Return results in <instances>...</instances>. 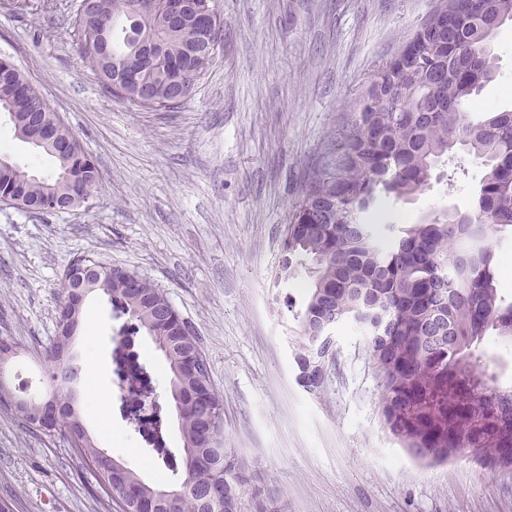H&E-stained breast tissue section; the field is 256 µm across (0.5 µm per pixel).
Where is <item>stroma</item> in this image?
<instances>
[{
    "instance_id": "35a3bbf8",
    "label": "stroma",
    "mask_w": 512,
    "mask_h": 512,
    "mask_svg": "<svg viewBox=\"0 0 512 512\" xmlns=\"http://www.w3.org/2000/svg\"><path fill=\"white\" fill-rule=\"evenodd\" d=\"M77 0H0L8 56L95 159L97 196L61 213L0 204V337L24 352L17 384L53 390L43 356L58 335L61 282L77 257L119 264L163 290L187 321L224 401L226 445L281 487L288 512H512V466L472 453L415 462L383 423L368 336L335 332L319 393L296 381L287 307L266 293L305 174L332 163V140L361 108L374 72L408 43L435 0H217L224 38L190 99L168 111L117 102L93 73L74 26ZM499 76L478 111L512 109V24L494 36ZM0 149L46 176L55 169L0 116ZM452 188L382 199L378 227L467 210L479 160L459 152ZM120 325L88 295L69 354L75 407L94 443L157 481L120 417L112 337ZM0 503L11 512H120L64 433L0 410Z\"/></svg>"
}]
</instances>
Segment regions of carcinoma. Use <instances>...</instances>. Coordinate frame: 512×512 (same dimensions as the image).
<instances>
[{"label": "carcinoma", "instance_id": "cac0c4a2", "mask_svg": "<svg viewBox=\"0 0 512 512\" xmlns=\"http://www.w3.org/2000/svg\"><path fill=\"white\" fill-rule=\"evenodd\" d=\"M164 0H87L75 20L85 59L101 82H118L113 94L132 107L169 111L191 97L213 57L198 58L194 13L178 27L168 23ZM437 11L415 39L412 61L385 64L374 73L361 112L334 140L342 165L318 167L304 181L282 238L275 282L286 283L310 259L312 284L293 314L303 339L295 362L300 374L322 356L316 340L360 310L387 315L384 336L369 334V349L382 381V413L391 434L421 460L441 462L464 450L496 464L512 447V384L482 370L487 344H512V296L499 288L494 243L512 234V110L472 119L468 106L497 77L490 42L512 22V0H437ZM181 97L173 104L175 97ZM0 112L14 131L32 136L56 124L55 113L11 63L0 58ZM60 154L51 142L35 149L52 157L56 170L39 176L0 153V191L28 206L80 207L98 191L101 174L70 130ZM462 149L481 161L480 189L469 210L448 209L399 231L386 247L366 216L387 196L409 201L431 184L438 165ZM112 302L116 317L134 322L116 335L113 359L140 360L121 337L151 336L172 374L182 448L170 466L183 479L172 486L148 483L125 465L112 474L95 471L100 484L124 496L127 512H286L284 491L256 484L237 454L224 447V408L210 364L197 338L167 296L149 281L78 258L63 271L65 300L60 336L47 352L66 356L80 326L84 298L72 293L86 273ZM474 393L470 412L452 414L457 393L448 374ZM137 395L163 409L145 365L135 376ZM135 431L156 455L171 457L165 432L136 422ZM77 436L87 461L105 455L86 437L79 416L63 424Z\"/></svg>", "mask_w": 512, "mask_h": 512}]
</instances>
